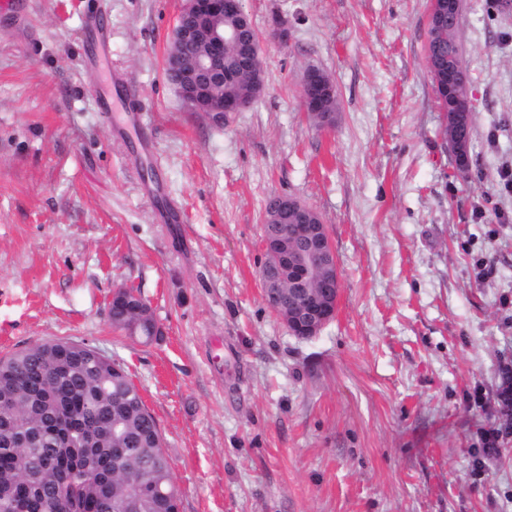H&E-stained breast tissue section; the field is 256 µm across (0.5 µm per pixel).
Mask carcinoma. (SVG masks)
Instances as JSON below:
<instances>
[{
  "label": "carcinoma",
  "mask_w": 512,
  "mask_h": 512,
  "mask_svg": "<svg viewBox=\"0 0 512 512\" xmlns=\"http://www.w3.org/2000/svg\"><path fill=\"white\" fill-rule=\"evenodd\" d=\"M457 32L428 31L426 65L438 50L469 80ZM111 313L145 344L159 334L132 289L116 290ZM121 455L140 484L116 471ZM180 500L157 422L120 362L64 340L0 358V512H179Z\"/></svg>",
  "instance_id": "cac0c4a2"
}]
</instances>
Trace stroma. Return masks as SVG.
<instances>
[{
    "mask_svg": "<svg viewBox=\"0 0 512 512\" xmlns=\"http://www.w3.org/2000/svg\"><path fill=\"white\" fill-rule=\"evenodd\" d=\"M17 2L0 13V357L62 339L122 362L181 512H512V14L464 0L462 171L425 61L429 0H243L264 90L221 125L166 75L182 0ZM97 14L111 54L95 70ZM309 69L336 85L331 129L303 109ZM116 73L140 124L125 100L99 109ZM279 195L318 211L336 250V317L308 340L259 280ZM122 287L153 342L113 329Z\"/></svg>",
    "mask_w": 512,
    "mask_h": 512,
    "instance_id": "obj_1",
    "label": "stroma"
}]
</instances>
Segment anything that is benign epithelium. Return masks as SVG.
Segmentation results:
<instances>
[{"mask_svg": "<svg viewBox=\"0 0 512 512\" xmlns=\"http://www.w3.org/2000/svg\"><path fill=\"white\" fill-rule=\"evenodd\" d=\"M447 11L444 0H431L428 24L445 28ZM250 25L242 0H186L174 26L165 58V67L174 77V86L182 100L195 112H202L217 124L231 112L249 108L260 96L264 75L260 65L258 38H238ZM194 44L198 53L186 57L182 46ZM235 45L236 54L249 61L246 70L224 65V49ZM248 77L246 89L236 93H216L233 87ZM436 82L445 87L460 84L459 67L451 64L435 68ZM302 103L307 114L319 118L320 125L334 123L329 106L336 99V85L318 69L305 71L301 78ZM451 153H467L468 142L456 128L448 131ZM265 223L270 233L262 238L263 267L260 279L267 304L284 319L290 334L304 339L316 336L336 316L341 282L336 254L327 226L314 220V210L295 198L273 199ZM300 248L294 260H288V240Z\"/></svg>", "mask_w": 512, "mask_h": 512, "instance_id": "obj_1", "label": "benign epithelium"}]
</instances>
